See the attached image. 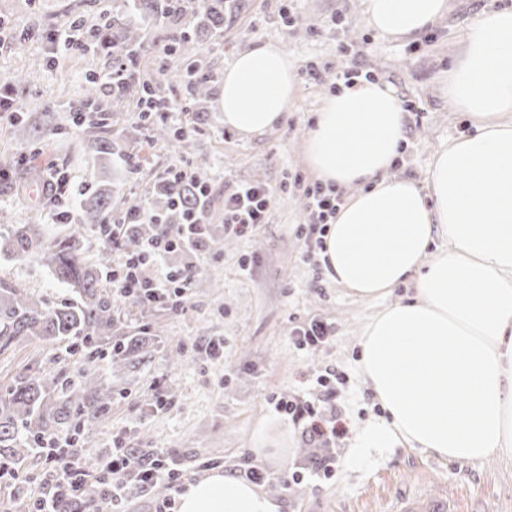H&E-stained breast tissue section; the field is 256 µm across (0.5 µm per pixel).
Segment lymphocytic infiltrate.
I'll return each instance as SVG.
<instances>
[{
  "label": "lymphocytic infiltrate",
  "instance_id": "obj_1",
  "mask_svg": "<svg viewBox=\"0 0 512 512\" xmlns=\"http://www.w3.org/2000/svg\"><path fill=\"white\" fill-rule=\"evenodd\" d=\"M311 225H326L336 215L346 197L336 187L315 181L304 188ZM273 203L271 189L263 184L235 182L224 188V229L228 234L242 236L259 228L268 220ZM152 208L123 212L119 218L99 225L102 238L112 244V267L106 279L123 299L143 306L160 305L179 311L183 304L185 285L198 276L200 268L187 265L178 269L165 265L167 254L186 249L206 256L214 247L209 236V222L204 210L185 214L181 223L157 224ZM156 224L155 233L142 241L137 251L122 246V237L138 224ZM323 389L320 403L301 398L270 397L278 413L287 415L301 428V437L308 443H328L345 433V426L336 412V383L330 374L317 378ZM38 453L51 467L40 481L34 500L35 512H58L61 501H83L88 487H97L100 495L94 512H117L118 507L135 489L166 481L168 495L158 502L155 512H172L175 498L182 490L181 476L172 463L156 458L137 470H130L128 451L113 446L110 455L91 461L83 458L71 437L54 434L44 436Z\"/></svg>",
  "mask_w": 512,
  "mask_h": 512
}]
</instances>
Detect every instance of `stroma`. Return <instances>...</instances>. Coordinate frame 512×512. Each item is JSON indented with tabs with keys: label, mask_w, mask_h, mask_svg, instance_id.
I'll list each match as a JSON object with an SVG mask.
<instances>
[{
	"label": "stroma",
	"mask_w": 512,
	"mask_h": 512,
	"mask_svg": "<svg viewBox=\"0 0 512 512\" xmlns=\"http://www.w3.org/2000/svg\"><path fill=\"white\" fill-rule=\"evenodd\" d=\"M512 9V0H449L448 13L412 39L384 36L364 16L362 0H237L223 33L201 37L194 54L166 51L167 29L150 28L136 65L141 77L162 82L172 110L164 123L192 140L190 155L153 142L151 132L128 112L120 127L93 121L75 125L72 106L91 99L93 79L112 68L111 51L99 46L53 51L51 32L67 27L79 40L112 26V0H0V83H10L27 124L19 135L14 123H0V229L36 224L48 236L79 231L87 258L103 242L96 229L80 221L78 202L99 181L94 139H122L127 155L139 160L131 170L127 155L115 156L113 214L130 201L156 207L152 192L159 172L173 164L199 168L212 187L207 202L215 247L197 282L186 290L184 309L143 308L120 296L112 305L120 335L150 334L154 352L137 368L116 367L109 359L85 362L63 347L31 340L0 351V385L25 367H43L55 395L78 388L85 376L111 383L114 396L104 423L59 424L79 437L87 454L109 453L113 435L137 459L153 454L175 462L188 481L204 476L206 466L239 470L252 458L251 438L259 424L285 440L275 460L263 462L268 476L261 488L279 499L282 512H389L396 494L417 485L445 488L467 512H512V455L460 463L412 448L396 449L384 462L363 468L347 461L351 434L381 409L360 373L361 332L385 299H360L328 280L317 250L307 249L300 226L309 222L306 199L295 177H312L305 144L322 100L333 93L336 72L348 62L347 44L362 65L374 71L399 97L413 101L418 114L406 117L407 148L392 173L425 183L435 154L449 142L473 133L467 113L442 94V84L466 28L481 8ZM343 15L348 25L331 27ZM298 16L289 24V16ZM273 43L296 67L316 63L319 79L298 76V93L287 117L259 135H242L224 125L219 88L233 57L262 43ZM213 77L209 99L186 98L181 75L187 66ZM70 178L68 205L56 207L44 177L49 169ZM239 180L272 188L268 224L242 237L224 233V186ZM248 270H241V261ZM0 282L58 303L71 292L37 260L0 255ZM318 318L333 327L328 342L296 348L290 332ZM224 342V356L210 358L200 345ZM343 376L336 407L348 431L338 443L334 477L303 476L284 487V477L301 471L313 451L297 426L268 404L270 395L298 396L315 402L323 389L316 381L327 369ZM167 401L153 411L151 398Z\"/></svg>",
	"instance_id": "35a3bbf8"
}]
</instances>
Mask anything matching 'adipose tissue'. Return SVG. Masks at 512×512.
I'll return each instance as SVG.
<instances>
[{"label": "adipose tissue", "mask_w": 512, "mask_h": 512, "mask_svg": "<svg viewBox=\"0 0 512 512\" xmlns=\"http://www.w3.org/2000/svg\"><path fill=\"white\" fill-rule=\"evenodd\" d=\"M448 0H363L367 23L420 33ZM473 134L432 162L426 187L389 170L405 140L401 99L367 81L324 98L306 142L326 184L364 189L327 224L325 274L360 298L413 281L414 294L365 325L359 366L383 410L356 434L360 464L414 448L461 463L512 454V11L468 28L443 88ZM294 65L274 44L239 53L224 72L225 125L260 134L294 102ZM277 498L229 470L187 486L177 512H280Z\"/></svg>", "instance_id": "adipose-tissue-1"}]
</instances>
